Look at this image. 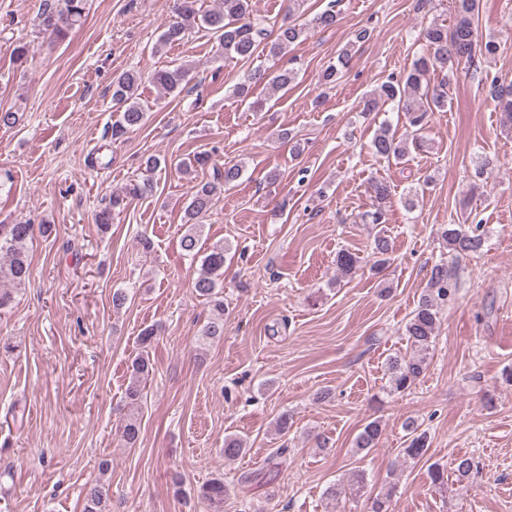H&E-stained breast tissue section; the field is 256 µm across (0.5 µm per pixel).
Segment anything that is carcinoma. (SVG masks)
I'll return each instance as SVG.
<instances>
[{"label":"carcinoma","mask_w":512,"mask_h":512,"mask_svg":"<svg viewBox=\"0 0 512 512\" xmlns=\"http://www.w3.org/2000/svg\"><path fill=\"white\" fill-rule=\"evenodd\" d=\"M88 0H61L58 6H48L37 17V27L56 39L66 37L68 31L84 17ZM479 12V0H458L457 17L453 26L435 23L424 34L427 52L416 59L410 70L401 78L391 77L367 94L363 102L362 114L378 111L382 106L391 104L407 115L409 124L414 128L411 137H398L390 125L383 123L371 140V150L375 156L401 162L410 152V146H419V132L429 112H443L448 107L447 83H442L430 97L419 96L422 83L432 72H444L452 77L460 65L470 67L478 65L497 54L499 45L496 40H477L474 27L475 16ZM175 17L160 38L163 45L181 41L186 33L195 28H204L211 33L217 43V57H236L248 61L253 58L259 46L268 48V55L274 58L285 56L290 48L301 42L306 28L290 23L281 25L274 38H269L264 24L254 18L252 0H220L218 7L202 10L199 0H175ZM351 54L345 50L338 59L339 66H330L322 74L326 84L334 83L350 62ZM188 67L177 65L153 73L152 83L166 94H180L186 87ZM297 71L293 67L278 70L256 68L237 83L233 95L249 110L260 112L263 102L251 100L252 87L257 83H266L274 89H283L296 79ZM142 81V75L129 70L112 82V103L119 113L112 124V138L117 140L139 129L146 120V109L138 101L136 91ZM492 95L502 110L503 123L512 124V87L494 86ZM212 161L209 153H195L183 159L179 168L184 174L207 166ZM213 180L195 186L189 203L185 208V223L188 231L180 240L183 252L194 258L200 252L199 233L201 225L198 218L207 214L213 207L215 197L224 192V187L236 182L242 172L239 165L226 166L224 169L213 167ZM374 198V210L366 214L371 224L385 223V204L391 196V188L384 182L376 181L371 185ZM153 191V182L145 179L126 186L121 192L112 194V198L98 212L96 220L106 231L112 224L113 215L126 208L128 201L142 197ZM481 224L470 228L464 224H448L441 228L440 237L455 256H468L480 251L483 245ZM32 224H0V308L11 301V289L20 287L30 278V260L28 244L33 237ZM374 261L371 269L379 274L389 261L391 246L388 239L378 235L373 241ZM227 249L222 244H214L202 257L198 276L194 281L196 295L205 301L211 310L207 323L201 330L203 342H213L224 336V262ZM336 266L341 272L351 274L361 267L360 257L341 250L336 255ZM456 283L448 270V264L441 261L431 270V277L417 308L405 324V335L410 342L411 352L390 359L389 393H404L409 390L428 366V355L438 332L441 307L455 295ZM150 363L140 354L132 361V377L126 389L124 413L119 428L121 444L126 447L136 445L140 435V421L136 415L142 398L141 383L149 375ZM406 448L403 454L410 459L420 460L428 452L429 437L427 431L420 429L415 422L406 424ZM382 435L380 422L367 423L356 437L355 448L369 451L374 448ZM245 451L243 441L236 436L224 438V459L232 460ZM227 488L224 477L217 476L203 484L198 490V498L206 505L208 512H224V497ZM109 486L101 481L91 484L85 491L83 512H108Z\"/></svg>","instance_id":"carcinoma-1"}]
</instances>
